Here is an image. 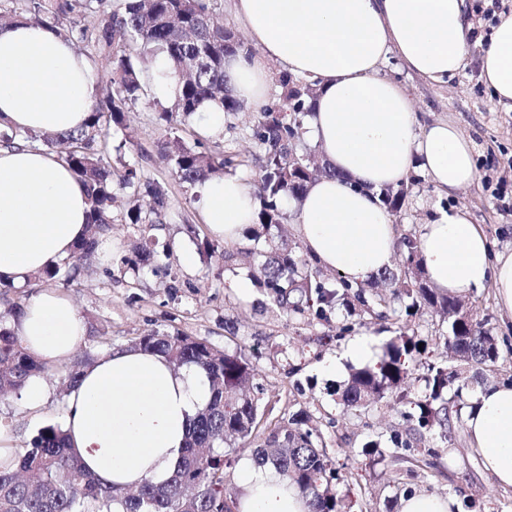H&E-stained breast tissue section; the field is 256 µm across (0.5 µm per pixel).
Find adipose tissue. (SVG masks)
<instances>
[{
  "instance_id": "adipose-tissue-1",
  "label": "adipose tissue",
  "mask_w": 512,
  "mask_h": 512,
  "mask_svg": "<svg viewBox=\"0 0 512 512\" xmlns=\"http://www.w3.org/2000/svg\"><path fill=\"white\" fill-rule=\"evenodd\" d=\"M256 54L226 58L228 94L266 104V61L312 81L317 96L304 130L325 171L293 201L296 225L325 270L364 283L391 267L396 231L380 200L411 172L453 195L474 183V145L453 122L418 128L411 97L379 74L396 56L445 84L465 65L472 26L466 0H232ZM479 77L495 105L512 111V13L502 15L479 58ZM84 54L55 28L0 24V132L64 134L84 129L98 89ZM203 222L232 244L254 223L253 189L235 175L197 182ZM87 191L54 152L0 147V281L23 285L69 257L87 234ZM432 287L462 294L493 286L512 314V252L491 255L486 235L458 207L428 221L419 241ZM28 350L62 363L88 328L55 289L32 296L11 325ZM209 382L194 366L159 353L116 349L86 366L62 420L74 452L100 480L121 489L171 476ZM465 417L470 449L496 484L512 490V386L478 387ZM236 512H309L307 498L273 468L246 461Z\"/></svg>"
}]
</instances>
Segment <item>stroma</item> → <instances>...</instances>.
<instances>
[{"label": "stroma", "instance_id": "stroma-1", "mask_svg": "<svg viewBox=\"0 0 512 512\" xmlns=\"http://www.w3.org/2000/svg\"><path fill=\"white\" fill-rule=\"evenodd\" d=\"M478 53H471L465 67L450 84L438 85L408 72L395 58L381 68L383 77L403 84L411 96L419 126L438 119L459 125L475 145L477 178L472 186L448 199L428 178L411 174L406 197L393 222L398 234L421 235L423 226L438 209L456 202L466 205L497 252H512V112L493 105L479 80ZM259 114L253 109L228 116L224 132L210 140L212 150L234 157V175L248 184L257 180L261 147L253 137ZM134 144L126 154L139 164L145 178L164 184L175 205L169 224L156 230L160 241L173 245L170 258L155 261L138 287H129L117 267L82 271L75 280L60 278L56 290L75 304L88 326L83 349L94 356L109 347L125 348L140 334L156 329L179 332L207 341L232 353L245 350L253 370L252 393L272 419L295 415L309 417L323 435L331 467L350 474V512H399L404 494L426 492L475 502L474 512H512V490L498 489L468 449L463 423H456L448 438L427 434L411 461L375 464L362 452L363 445L379 435L404 430L405 420L386 403L345 414L341 401L348 373L324 374L326 362L342 353L340 327L348 314L337 307L329 321L307 323L278 309L261 288L240 297L230 284L250 278L256 265L281 243L305 253L294 218L281 229L245 231L229 245L231 260L202 254L186 231L195 225L200 235L208 230L190 188L173 175L163 158L166 133L157 112L148 102L133 106L127 117ZM226 252V253H227ZM64 370L46 377L47 393L38 407L23 395L0 397V424L14 435L17 453H24L31 438L47 425L60 424Z\"/></svg>", "mask_w": 512, "mask_h": 512}]
</instances>
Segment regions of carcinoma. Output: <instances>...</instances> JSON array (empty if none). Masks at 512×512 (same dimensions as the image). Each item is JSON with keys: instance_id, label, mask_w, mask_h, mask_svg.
<instances>
[{"instance_id": "1", "label": "carcinoma", "mask_w": 512, "mask_h": 512, "mask_svg": "<svg viewBox=\"0 0 512 512\" xmlns=\"http://www.w3.org/2000/svg\"><path fill=\"white\" fill-rule=\"evenodd\" d=\"M96 16L93 30L77 25L72 15ZM26 18L36 24H50L73 43L90 44L104 64L107 93L91 106L86 130L48 138L28 131L0 136V146H41L55 151L87 186L89 203L88 235L77 245L71 257L53 269L38 273L51 285L61 268L76 259L86 265L98 257L101 238L107 234L115 216L112 203L116 194L133 190L120 221L136 226L144 242L132 256L120 258L125 272L138 278L150 260L169 256L171 245L156 249L150 232L168 223L173 204L163 188L143 180L140 170L125 165L112 169V157H122L132 137L111 138L112 128H127L126 112L149 97L146 76L155 59H167L179 78L180 92L173 107L161 108L160 123L170 122V113L190 117L206 100L224 104L228 114L239 112L243 103L224 95L227 77L224 60L244 49L235 33L224 27L210 0H0V23ZM285 89L283 103L261 112L253 137L263 150L258 172L259 201L257 224L266 229L279 227L285 219L282 200L299 198L310 178L311 168L294 153L303 138L302 117L309 112L310 96L296 111L297 88L302 83L290 75L281 79ZM165 158L175 174L190 186L220 171L235 166V159L222 152L208 150L196 138L192 145L180 137L167 138ZM405 191H385L383 204L391 213L400 210ZM396 268L385 269L378 280L401 284L411 300L409 309L437 310L447 318L446 334L439 337L433 355L456 354L476 369L471 377L463 370L440 361H420L423 372L416 375L406 361L422 354L413 337L401 334L385 346L376 367L355 368L342 391L344 409L366 408L390 399L409 409L401 412L413 427L406 433H394L386 440L394 459L414 447L416 436L438 432L451 433L454 422L472 403L469 393L490 382L501 367L499 338L489 327L488 309L468 307L466 315L450 316L462 296L441 293L432 288L422 268L419 242L406 234L398 242ZM310 261L300 253L284 251L266 256L257 275L271 300L281 308L310 322L326 321L341 305L375 318L390 321L396 314L388 297L367 294L336 276L325 283L308 273ZM18 287L0 282V296L10 303V312L19 317L23 305L10 301ZM132 348L164 355L180 368L194 365L209 379L211 397L199 412L170 479L161 485L144 481L133 493L117 491L87 473L79 457L68 447L59 425L38 430L29 448L19 457L16 469L0 467V512H235V498L226 482L224 453L220 448L239 440L259 437L262 415L258 400L247 395L251 378L249 357L244 351L228 354L205 341L176 332L149 330L138 336ZM89 357L65 366L66 391L77 384ZM55 366L34 356L11 329L0 325V394L19 392L34 379L44 378ZM422 382L424 390L415 400L401 390L411 375ZM260 463H271L278 474L309 499L310 512H344L343 499L332 484H346V476L329 468V459L318 431L296 417L279 423L256 446Z\"/></svg>"}]
</instances>
